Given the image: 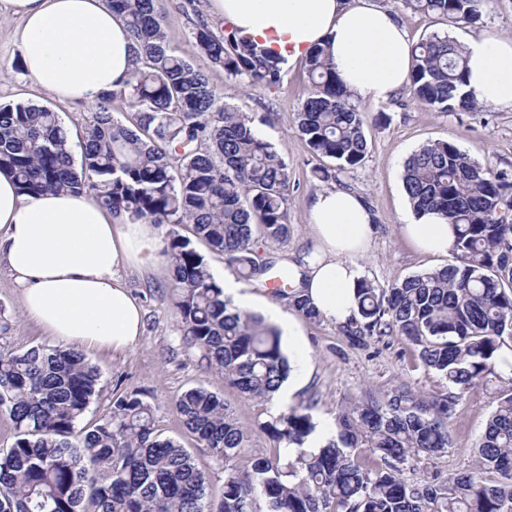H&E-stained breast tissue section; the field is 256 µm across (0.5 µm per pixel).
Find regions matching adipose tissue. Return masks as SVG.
I'll return each instance as SVG.
<instances>
[{
	"instance_id": "ef3b65f1",
	"label": "adipose tissue",
	"mask_w": 512,
	"mask_h": 512,
	"mask_svg": "<svg viewBox=\"0 0 512 512\" xmlns=\"http://www.w3.org/2000/svg\"><path fill=\"white\" fill-rule=\"evenodd\" d=\"M212 14L292 61L315 47L360 99L386 101L403 90L413 66L405 30L370 0H210ZM14 17L22 67L41 91L93 104L123 89L132 40L106 0H0ZM464 89L479 104L512 110V39L492 34L464 42ZM312 251L284 256L296 288L320 315L343 324L357 312V257L369 248L372 212L356 191L332 187L307 204ZM403 230L431 253L448 252L454 231L434 214L410 215ZM156 225L115 223L96 203L66 192L18 193L0 171V265L9 271L27 318L53 343L121 353L144 331L143 311L122 272L166 265Z\"/></svg>"
}]
</instances>
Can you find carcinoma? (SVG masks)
Segmentation results:
<instances>
[{"mask_svg": "<svg viewBox=\"0 0 512 512\" xmlns=\"http://www.w3.org/2000/svg\"><path fill=\"white\" fill-rule=\"evenodd\" d=\"M403 2L450 26L476 23L482 5ZM107 3L129 31L133 69L125 88L103 96L84 118L80 168L58 113L16 103L0 106V170L24 195L67 190L117 218L190 224L245 281L274 271L288 279L257 251L260 241L271 246L288 238V165L244 113L224 104L207 73L169 45L159 0ZM194 39L226 77L249 87L281 81L283 60L237 28L218 36L203 21ZM412 56V97L439 112L478 111L462 93L461 44L433 33L412 46ZM307 65L312 87L296 123L311 149L337 164L311 171L325 182L364 161L366 117L324 49L311 51ZM118 97L133 109L130 126L112 116ZM404 189L414 211L436 212L454 225L457 263L387 287L361 280L358 316L344 332L358 343L394 333L409 338L444 390L426 399L400 388L364 401L338 414L336 437L313 449L306 447L315 430L311 407H290L261 430L294 455L259 457L245 471H229L221 500L209 505L204 475L184 447L158 436L153 408L139 393L116 398L107 419L79 431L100 369L71 347L0 351V419L15 431L12 446L0 452V512H512V377L499 388L470 470L421 483L402 478L404 467L447 452V421L464 393L501 379L497 353L512 347V173L436 142L411 155ZM165 253L184 342L239 392L258 399L276 393L290 370L280 331L224 296L190 240L168 235ZM275 296L308 319L320 318L297 288H278ZM175 407L216 457L227 462L244 447L248 432L224 399L196 387ZM362 447L372 462L355 453Z\"/></svg>", "mask_w": 512, "mask_h": 512, "instance_id": "1", "label": "carcinoma"}]
</instances>
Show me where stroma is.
I'll return each instance as SVG.
<instances>
[{"instance_id": "stroma-1", "label": "stroma", "mask_w": 512, "mask_h": 512, "mask_svg": "<svg viewBox=\"0 0 512 512\" xmlns=\"http://www.w3.org/2000/svg\"><path fill=\"white\" fill-rule=\"evenodd\" d=\"M371 2L391 10L413 43L435 32L448 33L456 40L484 32L512 38V0H485L480 21L463 28H451L441 19L415 12L403 0ZM161 12L171 47L194 65L209 69L225 103L252 117L259 136L288 164V238L269 249V256L279 259L287 252L311 249L314 241L307 201L318 186L310 175L322 159L301 136L295 122L309 89L306 59L286 64L283 78L276 86L248 87L238 79L225 77L223 71L210 69L196 49L193 32L200 20L209 21L216 34H223L226 29L224 22L211 18L208 0H161ZM15 25L13 19L0 18V104L33 103L50 108L58 113L70 133L72 146H79L87 106L45 94L25 77L12 39ZM357 106L366 116L368 154L357 167L337 173L336 184L361 194L374 216L370 247L357 260L363 278L385 286L408 275L453 263L452 254L425 252L403 232L411 210L403 186L405 163L421 146L449 141L483 166L512 171V111L484 105L476 112L442 113L406 92L385 102L361 100ZM124 278L143 307L144 332L138 343L121 355L86 351V359L99 367L101 380L99 393L80 426L90 429L100 424L109 416L113 398L140 393L154 408L155 426L161 436L178 440L205 474L209 499L220 498L226 467L244 469L256 458L277 453V443L260 431L259 425L288 407L311 405L315 425L326 428L332 436L336 433L338 412L365 396L379 401L402 385L427 397L442 389V381L423 368L416 346L407 337L395 334L355 343L344 335L340 325L325 319L312 321L297 313L293 319L302 333L300 352L307 363L304 380L283 400L245 396L225 382L221 372L208 368L197 349L184 343L180 318L169 300L167 269L131 268L125 270ZM49 344L45 332L25 318L19 291L7 269L1 266L0 349L21 352ZM194 387L224 398L239 423L252 431L246 447L239 449L231 462L216 458L181 421L175 401ZM498 401L493 388L480 384L469 389L448 422V452L405 470V479L412 483L435 474L446 478L470 469L473 450Z\"/></svg>"}]
</instances>
